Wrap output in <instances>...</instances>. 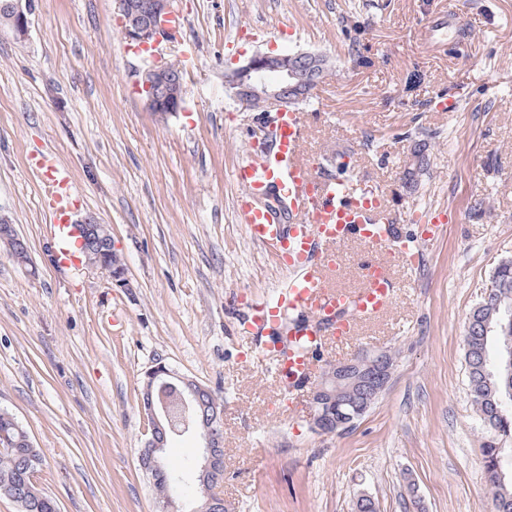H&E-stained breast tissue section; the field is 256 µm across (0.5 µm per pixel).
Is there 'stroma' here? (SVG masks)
Here are the masks:
<instances>
[{"label":"stroma","mask_w":512,"mask_h":512,"mask_svg":"<svg viewBox=\"0 0 512 512\" xmlns=\"http://www.w3.org/2000/svg\"><path fill=\"white\" fill-rule=\"evenodd\" d=\"M184 20L158 55L185 72V109L149 112L147 55L121 37L114 0H35L25 37L0 24V218L28 244H0V410L42 462L37 487L58 512H158L140 454V401L161 362L224 406L226 512H494L464 359L471 310L512 259V0H174ZM432 46L417 38L439 12ZM358 14L362 32L349 17ZM319 50L336 68L315 91L309 161H353L384 193L400 233L448 212L416 272L390 257L392 312L322 362L395 353V371L353 430L312 432L309 384L280 399L240 299L274 296L287 276L235 213L233 167L265 115L226 94L224 73L258 51ZM362 63H354V56ZM452 95L455 112L435 103ZM417 193L401 187L416 140ZM53 154L81 194L76 217L109 225L125 285L89 264L61 268L43 226L49 186L32 159ZM483 208H476V200Z\"/></svg>","instance_id":"1"}]
</instances>
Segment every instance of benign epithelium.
Returning <instances> with one entry per match:
<instances>
[{"mask_svg":"<svg viewBox=\"0 0 512 512\" xmlns=\"http://www.w3.org/2000/svg\"><path fill=\"white\" fill-rule=\"evenodd\" d=\"M33 0H13L10 4L11 28L23 37L29 27ZM149 20L143 22L128 8L125 0H116V10L123 39L134 47L152 48L178 38V30L169 25L174 15L172 0H146L143 4ZM327 58L315 51L262 52L230 69L224 75L229 97L243 109H250L255 98L263 100L268 112H289L313 90V74L322 68ZM170 63L157 61L142 73V91L146 92L145 106L153 115L164 118L184 109L183 90L169 87ZM82 240L99 236L112 241L103 224L91 221L83 225ZM86 262L108 272L117 283H125L124 268L112 266L103 251L91 247L85 250ZM394 359L388 351L367 352L353 359L338 361L322 371L311 386L307 418L310 429L320 434L324 402L334 398L336 406L369 401L380 395L391 378ZM203 384L164 363L152 366L145 374L141 409L147 417L151 432L143 454L155 469L166 467L165 448L174 437L189 435L201 450L195 462V473L204 482L224 467V408H213L196 418Z\"/></svg>","mask_w":512,"mask_h":512,"instance_id":"obj_1","label":"benign epithelium"}]
</instances>
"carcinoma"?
Segmentation results:
<instances>
[{"mask_svg": "<svg viewBox=\"0 0 512 512\" xmlns=\"http://www.w3.org/2000/svg\"><path fill=\"white\" fill-rule=\"evenodd\" d=\"M426 144H415L403 172V188L415 192L421 185L420 176L426 164ZM512 307V259L497 264L491 275L490 287L469 319L492 318L495 330L483 336L465 331V361L472 402L489 433L482 443L487 482L495 512H512V469L502 467V458L512 456V448L500 446L498 437L512 436V377L500 375L501 365L494 363L495 354L503 351L505 341L512 340V322L499 318L496 309ZM41 461L24 427L12 414L0 410V495L18 489L22 497L15 500L20 512H57V505L34 484L32 477ZM194 461L186 460L151 476L162 502L184 493L192 494L199 504L206 501L205 491L197 483L175 479L193 473Z\"/></svg>", "mask_w": 512, "mask_h": 512, "instance_id": "carcinoma-1", "label": "carcinoma"}]
</instances>
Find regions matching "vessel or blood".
Instances as JSON below:
<instances>
[{
	"instance_id": "obj_1",
	"label": "vessel or blood",
	"mask_w": 512,
	"mask_h": 512,
	"mask_svg": "<svg viewBox=\"0 0 512 512\" xmlns=\"http://www.w3.org/2000/svg\"><path fill=\"white\" fill-rule=\"evenodd\" d=\"M269 125V147L234 169L241 188L236 213L248 238L274 250L295 275L275 298L251 300L242 321L259 333L279 326L287 315L304 317L301 327L289 331L287 346L272 349L273 372L283 393L289 394L310 376L328 341L355 336L361 323L395 303L399 285L389 268L373 257L356 262L348 244L358 242L372 253L388 248L409 270L417 244L390 234L391 218L378 194L349 177L321 176L306 163L309 113L279 112ZM36 166L53 187L46 231L57 262L66 269L78 268L82 247L74 211L80 194L69 169L53 155H41ZM272 192L287 204V221L259 207V200Z\"/></svg>"
}]
</instances>
